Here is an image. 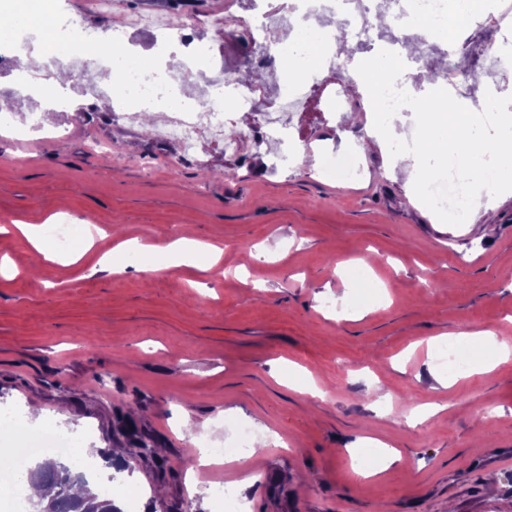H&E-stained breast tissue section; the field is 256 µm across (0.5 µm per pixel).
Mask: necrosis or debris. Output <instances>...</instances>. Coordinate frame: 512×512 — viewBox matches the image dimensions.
Returning <instances> with one entry per match:
<instances>
[{"label":"necrosis or debris","instance_id":"1","mask_svg":"<svg viewBox=\"0 0 512 512\" xmlns=\"http://www.w3.org/2000/svg\"><path fill=\"white\" fill-rule=\"evenodd\" d=\"M29 2L30 8L25 11L20 7V0H0V16L21 20L20 27L14 31L15 38L23 39L36 33L43 38L63 34L90 40V32L68 9L67 0ZM253 3L260 12L258 21L251 25H232L225 33L224 49L229 52L242 42H250L256 48L250 60L254 70L277 68L275 110L260 112L256 87L236 83L225 59L215 57L207 47L195 48L175 68L137 63L111 50L112 45L123 43L135 30L156 31L164 41L186 44L191 31L211 23L209 17L198 14L176 22L163 13L136 14L132 19L115 22L107 40L98 44L96 54L75 59L74 65L82 74L112 77L111 93L130 106L129 111L117 115L118 120L127 125L139 122V104L172 102L178 87L198 75H209L211 90L207 97L199 99L192 110L179 108L166 113L155 130L156 138L178 143L186 155L194 151L204 136L223 143L225 151L232 153L238 152L244 141L262 140L272 145L278 157L294 139L293 119L306 100L307 87L316 79L312 70L293 78L286 69L280 68L278 46L282 33L297 34L303 27L312 28L315 38L310 48L318 56L320 67L344 70L352 61L345 42L394 52L401 44L400 32H415L420 49L406 59V78L399 83L400 88L410 92L414 91L420 74L432 70L430 53L435 49L440 50L444 67L432 71L433 82L446 83L460 97L470 96L472 92L469 73L474 67L484 68L494 80L512 67V54L491 53L484 38L488 29L502 39L512 38V0H483L482 11L471 17L468 27L443 39L438 33L448 25V0H279L272 11L265 10L263 0H253ZM381 15L386 16L393 36L385 37L377 31L375 21ZM332 24L345 31L346 41L329 39L327 29ZM240 112L254 114L255 122L239 130L234 138H225L226 127L234 125L235 116ZM303 149L318 155L321 170L328 177L363 170L362 158L356 151H340L311 141L305 142ZM80 446L76 436L50 426L43 429L40 437L26 439L21 448L1 457L0 512H26L20 477L32 457L58 456L78 468H90L91 463L82 456Z\"/></svg>","mask_w":512,"mask_h":512}]
</instances>
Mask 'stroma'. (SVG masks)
<instances>
[{
	"instance_id": "obj_1",
	"label": "stroma",
	"mask_w": 512,
	"mask_h": 512,
	"mask_svg": "<svg viewBox=\"0 0 512 512\" xmlns=\"http://www.w3.org/2000/svg\"><path fill=\"white\" fill-rule=\"evenodd\" d=\"M343 77L309 90L297 139L365 135L369 109L355 127L320 117ZM67 91L80 112L48 116L63 136L0 132V225L103 232L74 263L0 233L14 267L0 273V407L40 404L25 435L49 424L103 455L128 449L99 471L140 489L137 512H221L194 440L231 445L240 422L259 450L251 468H208L243 512H512V362L454 376L435 360L461 331L512 337V192L478 197L451 226L406 203L414 178L386 143L364 151L357 180L322 177L303 155L272 166L262 142L239 156L207 140L183 157L111 121L102 78ZM180 237L223 242V278L162 253L158 272L102 264L119 243ZM368 436L400 453L373 476L348 454Z\"/></svg>"
}]
</instances>
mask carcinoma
<instances>
[{
  "label": "carcinoma",
  "instance_id": "1",
  "mask_svg": "<svg viewBox=\"0 0 512 512\" xmlns=\"http://www.w3.org/2000/svg\"><path fill=\"white\" fill-rule=\"evenodd\" d=\"M32 474L56 488L51 499L38 502L40 512H121L114 504L116 496L113 494L103 495L94 489L87 491L83 498L74 497L70 493L72 485L85 477L66 463L45 460L32 470Z\"/></svg>",
  "mask_w": 512,
  "mask_h": 512
}]
</instances>
